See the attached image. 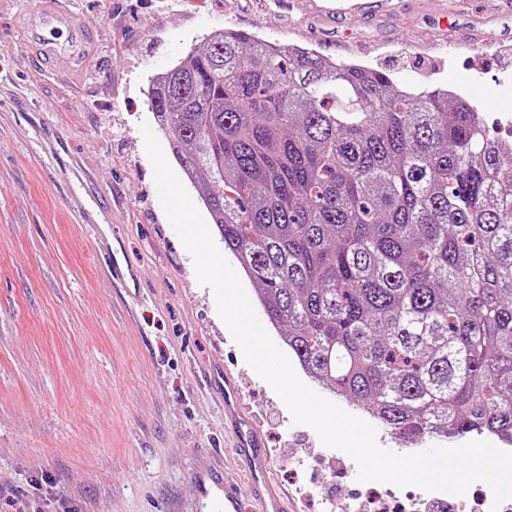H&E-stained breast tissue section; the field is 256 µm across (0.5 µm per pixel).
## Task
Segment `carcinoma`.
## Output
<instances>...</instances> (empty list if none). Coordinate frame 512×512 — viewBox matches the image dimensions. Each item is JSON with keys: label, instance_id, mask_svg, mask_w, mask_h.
I'll return each mask as SVG.
<instances>
[{"label": "carcinoma", "instance_id": "carcinoma-1", "mask_svg": "<svg viewBox=\"0 0 512 512\" xmlns=\"http://www.w3.org/2000/svg\"><path fill=\"white\" fill-rule=\"evenodd\" d=\"M206 43L149 105L301 370L406 440L512 439V145L448 90Z\"/></svg>", "mask_w": 512, "mask_h": 512}]
</instances>
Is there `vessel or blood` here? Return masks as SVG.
Returning <instances> with one entry per match:
<instances>
[{"instance_id":"vessel-or-blood-1","label":"vessel or blood","mask_w":512,"mask_h":512,"mask_svg":"<svg viewBox=\"0 0 512 512\" xmlns=\"http://www.w3.org/2000/svg\"><path fill=\"white\" fill-rule=\"evenodd\" d=\"M21 20L23 34L35 45L41 61L65 53L72 58L75 71H82L96 35L80 14L63 6L61 0H36ZM224 417L255 492L253 512H289L287 500L270 486L261 435L240 402L236 382L229 377L224 380ZM191 505L194 512H242L241 491L237 485L220 479L216 472L203 473L193 484Z\"/></svg>"}]
</instances>
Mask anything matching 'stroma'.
Listing matches in <instances>:
<instances>
[{"label": "stroma", "mask_w": 512, "mask_h": 512, "mask_svg": "<svg viewBox=\"0 0 512 512\" xmlns=\"http://www.w3.org/2000/svg\"><path fill=\"white\" fill-rule=\"evenodd\" d=\"M34 0H0V512H168L224 459L225 372L239 380L276 487L295 512L404 498L482 504L357 479L346 453L293 424L244 360L158 197L140 132L149 79L224 28L355 62L512 115L506 0H73L96 33L81 73L41 68L19 31ZM136 273L100 271L106 250Z\"/></svg>", "instance_id": "1"}]
</instances>
